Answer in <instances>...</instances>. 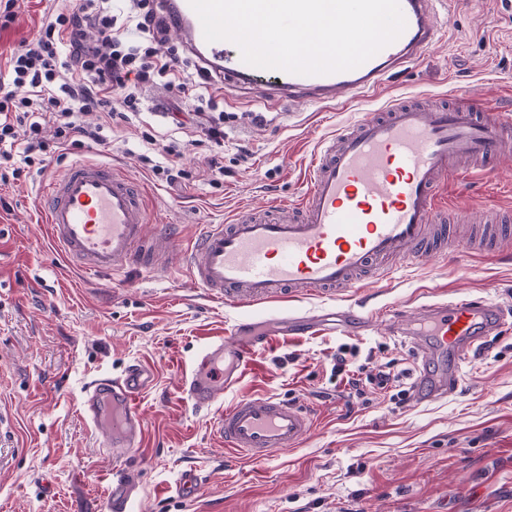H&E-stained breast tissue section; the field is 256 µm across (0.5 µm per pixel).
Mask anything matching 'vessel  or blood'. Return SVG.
Listing matches in <instances>:
<instances>
[{
	"instance_id": "obj_1",
	"label": "vessel or blood",
	"mask_w": 512,
	"mask_h": 512,
	"mask_svg": "<svg viewBox=\"0 0 512 512\" xmlns=\"http://www.w3.org/2000/svg\"><path fill=\"white\" fill-rule=\"evenodd\" d=\"M436 0H399L402 34L359 67L332 74L298 75L244 63L239 48L209 42L189 0H155L168 32L193 54L210 78L244 90L317 108L378 91L389 74L421 58L439 38ZM512 140V118L475 112L468 99L431 111L406 99L340 128L323 140L308 166L299 200L275 201L271 218L237 214L229 224H204L181 243L167 225L147 235L153 210L140 181L104 160L77 159L41 190L43 221L68 262L92 274L116 275L131 266L154 271L163 249L186 263L208 296L235 307L329 294L345 298L369 281H388L398 268L441 255L450 245L439 221V191L447 180L468 185L459 157L490 174ZM474 168V169H475ZM410 342L417 355L415 393L433 402L455 393L469 354L508 323L503 308L485 297H443L423 303ZM239 321L229 335L209 341L182 390L197 410H215L225 447L262 460L296 447L313 426L312 406L275 395L248 396L221 409L265 342L246 335ZM155 372L141 364L119 377L92 383L82 412L105 430L113 454L140 447L146 432L143 395ZM132 477L113 476L109 512H127Z\"/></svg>"
}]
</instances>
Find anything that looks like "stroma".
I'll list each match as a JSON object with an SVG mask.
<instances>
[{"label": "stroma", "mask_w": 512, "mask_h": 512, "mask_svg": "<svg viewBox=\"0 0 512 512\" xmlns=\"http://www.w3.org/2000/svg\"><path fill=\"white\" fill-rule=\"evenodd\" d=\"M77 2L17 0L19 23L0 28V65L38 35L45 12ZM438 10L441 39L379 93L314 112L224 88L219 109L261 112L267 122L228 125L221 185H210L199 151L180 160L194 176L182 190L143 167L145 152L165 161L162 139L192 134L154 113L165 97L153 92L144 124L115 132L111 148L66 150L44 171L27 168L19 185L0 186L10 205L0 210V512H107L116 472L138 477L129 512H512V328L490 337L489 352L470 356L463 386L438 402L398 406L372 388L349 400L333 371L344 345L353 365L371 373L385 365L409 383L415 359L401 338L404 326L360 323L374 311L414 307L436 292L486 296L512 309V237L498 238L487 254L448 250L343 301L310 296L239 308L207 297L180 263L164 274L85 273L64 261L41 222L42 182L79 158L112 161L140 179L159 223L186 241L200 225L265 209L276 197L296 200L319 143L390 97L426 96L440 106L467 90L484 111L512 110V0H443ZM147 124L156 145L142 140ZM443 207L460 243L475 234V224L464 220L469 210L512 211V160L467 192L444 185ZM284 310L326 323L274 336L220 403L271 393L313 404L314 424L299 447L246 461L224 447L209 415L191 408L182 381L213 337L243 319L267 328ZM136 363L156 373L143 399L146 437L118 460L84 419L82 403L88 382ZM189 468L200 471L202 484L186 499L175 484Z\"/></svg>", "instance_id": "35a3bbf8"}]
</instances>
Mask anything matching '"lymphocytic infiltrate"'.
Masks as SVG:
<instances>
[{"instance_id":"lymphocytic-infiltrate-1","label":"lymphocytic infiltrate","mask_w":512,"mask_h":512,"mask_svg":"<svg viewBox=\"0 0 512 512\" xmlns=\"http://www.w3.org/2000/svg\"><path fill=\"white\" fill-rule=\"evenodd\" d=\"M153 0H128L125 20H118L108 0H79L69 11L43 19L38 37L14 53L0 77V183L19 180L24 168L45 165L55 153L91 144L108 146L115 128L133 123L146 92L163 89L175 101L168 118L183 128L190 115L195 141L173 140L163 150L167 165L141 155L140 161L167 184L184 182L179 159L191 143H205L211 154V184L224 176V119L199 105L198 88L209 87L197 63L175 47L160 51L165 31ZM334 371L348 396L359 397L366 385L388 388L389 372L362 375L347 366L338 348Z\"/></svg>"}]
</instances>
